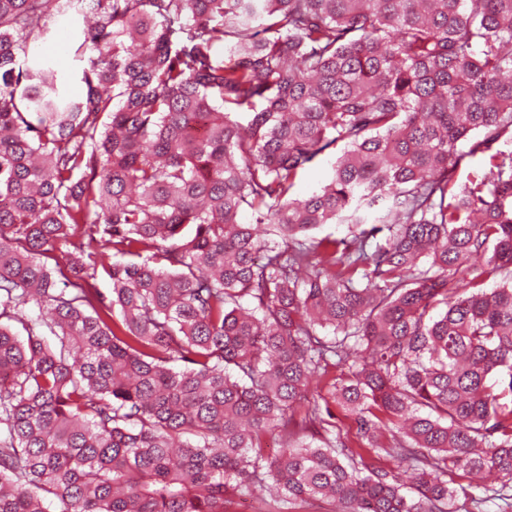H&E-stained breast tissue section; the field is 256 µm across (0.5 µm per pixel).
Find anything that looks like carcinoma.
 <instances>
[{
	"mask_svg": "<svg viewBox=\"0 0 512 512\" xmlns=\"http://www.w3.org/2000/svg\"><path fill=\"white\" fill-rule=\"evenodd\" d=\"M509 143L512 0H0V512L512 507Z\"/></svg>",
	"mask_w": 512,
	"mask_h": 512,
	"instance_id": "cac0c4a2",
	"label": "carcinoma"
}]
</instances>
